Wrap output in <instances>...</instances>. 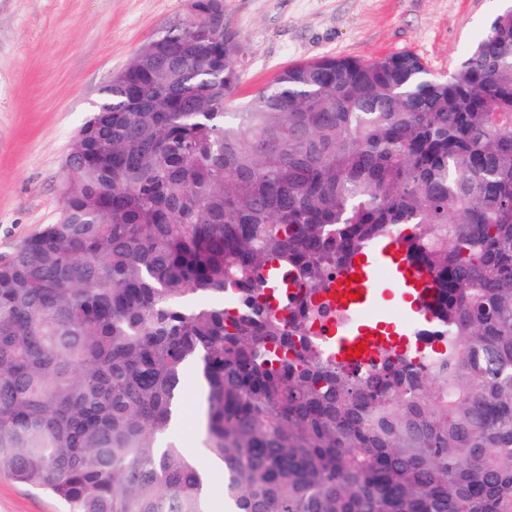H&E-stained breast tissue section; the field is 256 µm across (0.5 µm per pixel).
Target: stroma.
I'll return each instance as SVG.
<instances>
[{"label":"stroma","instance_id":"stroma-1","mask_svg":"<svg viewBox=\"0 0 512 512\" xmlns=\"http://www.w3.org/2000/svg\"><path fill=\"white\" fill-rule=\"evenodd\" d=\"M188 0H0V258L60 213L63 163L101 89ZM512 0H224L248 63L239 98L288 66L324 56L409 52L452 70ZM199 397L170 432L207 462ZM45 491L0 474V512H62Z\"/></svg>","mask_w":512,"mask_h":512}]
</instances>
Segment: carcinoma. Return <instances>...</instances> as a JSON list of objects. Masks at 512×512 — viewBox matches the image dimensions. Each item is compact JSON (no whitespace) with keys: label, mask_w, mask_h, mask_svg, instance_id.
Listing matches in <instances>:
<instances>
[{"label":"carcinoma","mask_w":512,"mask_h":512,"mask_svg":"<svg viewBox=\"0 0 512 512\" xmlns=\"http://www.w3.org/2000/svg\"><path fill=\"white\" fill-rule=\"evenodd\" d=\"M245 67L188 0L101 91L0 259V472L68 512H512V7L446 75L322 57L242 100ZM395 231L434 351L325 358L321 294ZM190 367L209 468L167 440Z\"/></svg>","instance_id":"1"}]
</instances>
